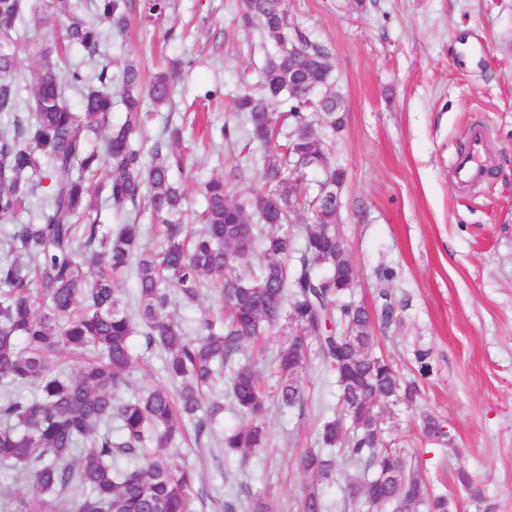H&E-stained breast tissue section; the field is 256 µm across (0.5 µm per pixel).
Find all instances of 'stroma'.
<instances>
[{"instance_id": "stroma-1", "label": "stroma", "mask_w": 512, "mask_h": 512, "mask_svg": "<svg viewBox=\"0 0 512 512\" xmlns=\"http://www.w3.org/2000/svg\"><path fill=\"white\" fill-rule=\"evenodd\" d=\"M170 2L156 21L131 5L124 38L100 46L108 59L138 58L148 73L188 60L171 106L147 127L153 137L190 112L217 127L232 121L236 97L258 86L267 57L257 29L240 21L238 0ZM288 11L293 26L330 51L332 88L344 100L333 157L346 173L336 227L358 272L352 298L371 308L386 287L405 301L397 322L374 332V352L419 383L414 402L382 408L389 436L455 512H512V0H366L362 11L353 0H288ZM215 88L219 96L209 97ZM478 121L495 135V176L463 187L451 162ZM247 142L242 135L233 149L198 150L184 224L196 225L210 177L227 175L234 199L256 186ZM384 267L392 279L380 277ZM419 347L431 352L423 380ZM304 382L308 409L272 410L264 419L270 444L246 464L217 447L173 450L202 478L200 512H222L244 486L265 494L269 512H295L304 478L294 460L316 447L321 406L336 405L316 355ZM426 413L443 421L448 451L422 437ZM461 469L482 501L460 485Z\"/></svg>"}]
</instances>
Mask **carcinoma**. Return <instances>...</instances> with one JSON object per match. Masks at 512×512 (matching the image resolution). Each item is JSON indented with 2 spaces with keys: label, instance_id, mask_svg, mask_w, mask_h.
Masks as SVG:
<instances>
[{
  "label": "carcinoma",
  "instance_id": "cac0c4a2",
  "mask_svg": "<svg viewBox=\"0 0 512 512\" xmlns=\"http://www.w3.org/2000/svg\"><path fill=\"white\" fill-rule=\"evenodd\" d=\"M169 0H143L148 18L166 14ZM127 0H34V22L49 12L65 19L66 43L93 64L88 78L69 64L49 36L19 31L24 0H0V474L25 478L18 491L0 478L3 512H195L194 474L165 450L178 446L187 425L195 441L212 437L224 406L241 424L216 441L224 457L245 462L269 437L262 421L270 403L304 412L303 374L309 351L333 379L338 404L318 430L317 450L296 459L304 475L299 512H328L323 486L348 466L358 476L344 486V512H453L448 494L431 488L398 442L385 437L378 403L411 402L413 383L371 352L374 323L351 293L346 240H336V166L317 125L336 135L342 101L305 93L310 80L328 87L333 65L322 46L288 34L287 0H240L243 25L254 23L274 43L261 94L244 93L234 115L256 144L259 185L242 204L229 197L224 176L204 185L202 228L178 223L187 202L184 173L192 159L183 129L166 125L146 144L139 135L155 109L171 103L183 62L172 61L144 82L128 57L118 75L98 62L104 30L128 27ZM34 57L25 69L22 57ZM80 91L77 107L65 97ZM29 93L18 115L22 92ZM123 108L112 123V108ZM280 103L288 111L278 112ZM288 124L286 142L275 133ZM107 168L106 179L95 177ZM321 171L309 191L310 169ZM120 213L132 208L164 229L156 250L142 243L136 222L106 227L99 198ZM311 213L295 245V206ZM28 218L21 219V214ZM255 257L257 270H243ZM136 281L137 312L123 305L125 278ZM216 297L190 331L175 318L177 303L193 304L201 289ZM402 303L378 291L376 317L387 326ZM286 320L294 327L281 346L269 393L247 358L255 343ZM162 355L171 387L133 388L132 340ZM422 434L446 432L433 414ZM224 512H268L262 492L224 500Z\"/></svg>",
  "mask_w": 512,
  "mask_h": 512
}]
</instances>
